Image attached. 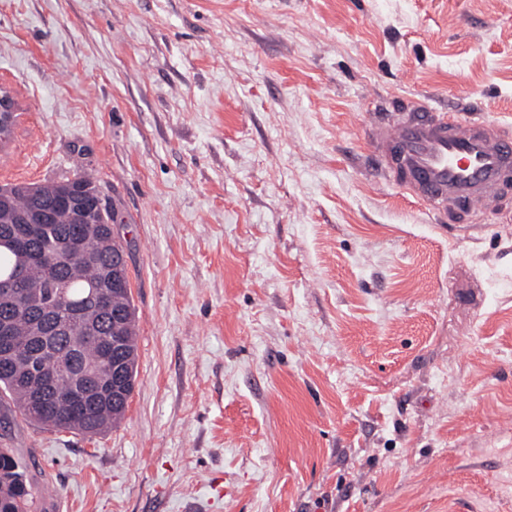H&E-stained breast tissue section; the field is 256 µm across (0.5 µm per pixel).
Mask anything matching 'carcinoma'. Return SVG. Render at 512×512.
Wrapping results in <instances>:
<instances>
[{"mask_svg":"<svg viewBox=\"0 0 512 512\" xmlns=\"http://www.w3.org/2000/svg\"><path fill=\"white\" fill-rule=\"evenodd\" d=\"M54 210L67 198L65 183H21L0 200V231L12 232L4 216L26 210L31 192ZM110 211L87 206L79 224L62 214L59 222L27 239L28 261L9 247L0 246V278L22 266L23 283L17 295L0 299V325L9 328L11 354L0 353V395L26 420L83 435H98L118 423L134 391L137 374L136 316L127 267L120 264L123 246L107 228ZM73 238L80 252L56 256L55 239ZM112 270V288L100 290L102 271ZM65 319L70 334L39 336L35 331L42 312ZM84 311L94 316L95 332L83 335ZM83 365L105 384L100 403L76 406L70 393L73 365ZM59 372L50 385L39 382L40 371ZM34 485L24 465L10 448H0V512H29L34 506Z\"/></svg>","mask_w":512,"mask_h":512,"instance_id":"1","label":"carcinoma"}]
</instances>
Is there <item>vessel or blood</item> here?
<instances>
[{
    "label": "vessel or blood",
    "instance_id": "b4317fda",
    "mask_svg": "<svg viewBox=\"0 0 512 512\" xmlns=\"http://www.w3.org/2000/svg\"><path fill=\"white\" fill-rule=\"evenodd\" d=\"M372 126L373 169L416 201L461 212L502 208L512 196V130L455 105L402 101Z\"/></svg>",
    "mask_w": 512,
    "mask_h": 512
}]
</instances>
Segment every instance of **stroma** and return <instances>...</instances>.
Wrapping results in <instances>:
<instances>
[{
	"instance_id": "1",
	"label": "stroma",
	"mask_w": 512,
	"mask_h": 512,
	"mask_svg": "<svg viewBox=\"0 0 512 512\" xmlns=\"http://www.w3.org/2000/svg\"><path fill=\"white\" fill-rule=\"evenodd\" d=\"M0 83V185L93 174L138 329L116 427L0 428L36 512H512V202L365 168L398 97L512 126V0H0ZM17 103L12 92L0 86V145L4 144L13 129Z\"/></svg>"
}]
</instances>
